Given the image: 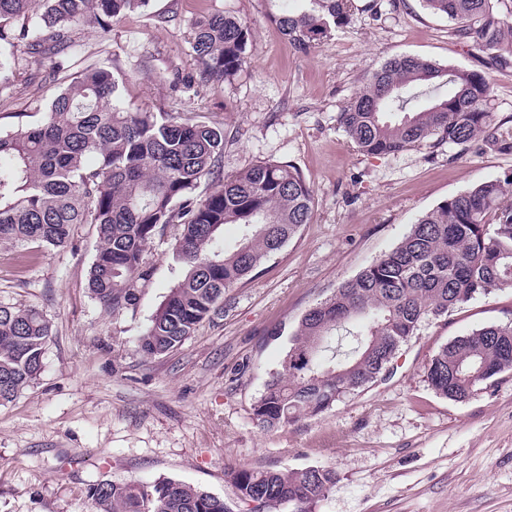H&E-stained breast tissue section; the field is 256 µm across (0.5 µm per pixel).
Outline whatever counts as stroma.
Masks as SVG:
<instances>
[{
  "label": "stroma",
  "instance_id": "35a3bbf8",
  "mask_svg": "<svg viewBox=\"0 0 512 512\" xmlns=\"http://www.w3.org/2000/svg\"><path fill=\"white\" fill-rule=\"evenodd\" d=\"M297 0H148L108 30L74 27L60 55L29 37L0 46L9 84L0 129L41 121L51 98L89 67L112 70L131 109L223 129L221 174L268 159L295 166L313 191L309 224L253 279L226 289L224 308L177 350L149 357L139 339L178 272L177 227L145 253L152 271L134 307L104 310L88 287L97 228L77 225L63 248L0 245V302L47 314L53 338L41 374L0 403V512H91L103 479L171 477L238 508L237 468L323 466L336 482L315 512H512V372L469 400L436 393L427 364L441 345L512 321V288L423 325L385 380L324 413L265 430L253 404L279 370L302 315L383 257L448 197L512 172V66L460 40L422 0H353L344 27L299 51L275 16ZM229 13L250 27L246 62L229 80L204 78L193 23ZM417 56L490 83V133L507 150L427 142L368 156L338 115L386 60Z\"/></svg>",
  "mask_w": 512,
  "mask_h": 512
}]
</instances>
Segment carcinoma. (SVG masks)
I'll return each instance as SVG.
<instances>
[{"label": "carcinoma", "instance_id": "obj_1", "mask_svg": "<svg viewBox=\"0 0 512 512\" xmlns=\"http://www.w3.org/2000/svg\"><path fill=\"white\" fill-rule=\"evenodd\" d=\"M277 17L288 43L305 50L349 23L351 0H299ZM455 22L456 36L507 64L512 21L491 0H422ZM146 0H0V42L11 23L31 26L46 54L70 39L72 27L108 29ZM246 22L218 14L195 23L192 49L203 74L226 80L246 59ZM489 82L477 71L402 56L374 69L339 121L358 151L394 155L433 140L486 146ZM224 132L205 123L124 107L111 70L85 69L51 101L47 119L0 132V244H68L78 224L97 226L101 247L89 289L108 311L136 304L147 286L146 246L172 224L181 233L172 260L182 267L139 340L149 356L168 354L204 318L219 312L224 291L250 277L310 222L313 194L292 165L257 164L219 176ZM212 190L194 196L201 178ZM512 176L481 182L449 197L418 219L388 254L343 282L331 298L301 317L280 369L273 372L253 415L267 429L329 409L341 397L377 381L422 324L496 288L512 287ZM242 234L227 252L224 225ZM51 324L43 311L0 302V401L36 379ZM512 371V323L473 330L442 346L428 367L441 395L462 402L475 387ZM249 512H312L336 483L327 467L231 473ZM96 512H233L210 492L164 478L154 483L101 480L90 492Z\"/></svg>", "mask_w": 512, "mask_h": 512}]
</instances>
